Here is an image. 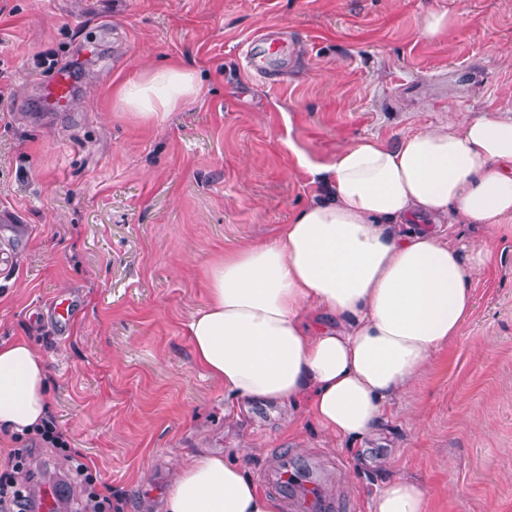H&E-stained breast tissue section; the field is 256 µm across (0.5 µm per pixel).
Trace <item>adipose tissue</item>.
Returning a JSON list of instances; mask_svg holds the SVG:
<instances>
[{
	"label": "adipose tissue",
	"mask_w": 512,
	"mask_h": 512,
	"mask_svg": "<svg viewBox=\"0 0 512 512\" xmlns=\"http://www.w3.org/2000/svg\"><path fill=\"white\" fill-rule=\"evenodd\" d=\"M195 71L169 66L122 83L118 97L163 120L198 93ZM311 174L328 186L272 238L206 270L208 301L189 324L199 366L242 401L303 408L337 438L359 439L409 395L434 353L462 332L487 242L512 219V119L422 127L395 142L365 138ZM49 410L47 368L27 340L0 342V431L29 432ZM166 512H280L236 462L201 454L173 476ZM368 512H427L417 482L394 476Z\"/></svg>",
	"instance_id": "ef3b65f1"
}]
</instances>
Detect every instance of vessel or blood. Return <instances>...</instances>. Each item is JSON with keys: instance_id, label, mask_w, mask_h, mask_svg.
<instances>
[{"instance_id": "1", "label": "vessel or blood", "mask_w": 512, "mask_h": 512, "mask_svg": "<svg viewBox=\"0 0 512 512\" xmlns=\"http://www.w3.org/2000/svg\"><path fill=\"white\" fill-rule=\"evenodd\" d=\"M261 40L263 49L250 45L243 50L249 73L260 77L269 74L274 58L288 54V44L278 32H264ZM40 94L52 111H68L74 98L69 71L57 72L49 84L42 86ZM333 476L321 458L313 455L301 459L284 450L272 456L270 463L259 471L258 480L277 496L284 512H338L339 498L325 488Z\"/></svg>"}]
</instances>
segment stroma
Here are the masks:
<instances>
[{"mask_svg": "<svg viewBox=\"0 0 512 512\" xmlns=\"http://www.w3.org/2000/svg\"><path fill=\"white\" fill-rule=\"evenodd\" d=\"M432 12L454 30L419 39ZM268 27L288 41L273 84L241 56ZM92 42L98 57L79 60ZM165 64L195 71L197 96L161 122L127 111L116 84ZM68 66L72 109L49 111L39 88ZM0 70V209L21 218L0 223V340L44 355L50 413L123 512H162L190 455L251 474L275 448L343 460L356 512L382 482L381 455L424 488L428 512H512V220L492 238L462 227L496 266L474 283L461 335L376 435L339 440L303 411L233 401L187 329L208 265L270 238L318 192L296 151L326 164L365 137L512 117V0H0ZM57 297L80 309L64 339ZM23 448L18 486L56 485L70 512V461L0 432L1 460Z\"/></svg>", "mask_w": 512, "mask_h": 512, "instance_id": "1", "label": "stroma"}]
</instances>
